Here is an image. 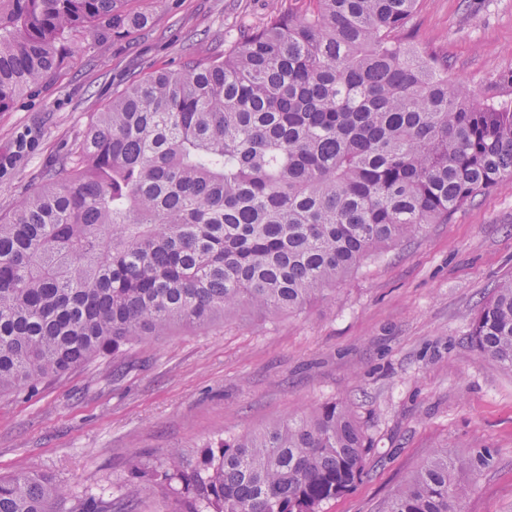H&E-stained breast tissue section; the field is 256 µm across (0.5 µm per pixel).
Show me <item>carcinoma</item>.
<instances>
[{"mask_svg": "<svg viewBox=\"0 0 512 512\" xmlns=\"http://www.w3.org/2000/svg\"><path fill=\"white\" fill-rule=\"evenodd\" d=\"M127 0H0V111L64 64L74 32L143 20ZM224 53L126 86L43 183L0 217V393L146 336L250 308L295 315L427 224L512 181V70L486 98L414 47L418 0H307ZM512 371V275L469 333ZM368 438L328 403L206 446L149 478L177 512H321L363 474ZM435 451L387 512H461ZM45 475L0 477V512H49Z\"/></svg>", "mask_w": 512, "mask_h": 512, "instance_id": "cac0c4a2", "label": "carcinoma"}]
</instances>
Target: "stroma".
Wrapping results in <instances>:
<instances>
[{"instance_id": "35a3bbf8", "label": "stroma", "mask_w": 512, "mask_h": 512, "mask_svg": "<svg viewBox=\"0 0 512 512\" xmlns=\"http://www.w3.org/2000/svg\"><path fill=\"white\" fill-rule=\"evenodd\" d=\"M142 25L75 34L53 78L0 111V215L34 187L94 113L126 85L223 52L262 26L278 0H128ZM414 43L448 75L485 88L512 69V0H419ZM512 275V183L486 190L444 224L366 261L298 315L249 310L200 329L146 337L0 395V475L47 474L65 491L52 512L88 499L120 502L134 465L169 449L196 461L224 432H246L350 402L370 446L364 475L323 512H381L394 489L439 448L489 450L459 474L462 512H512V371L468 334L496 285Z\"/></svg>"}]
</instances>
